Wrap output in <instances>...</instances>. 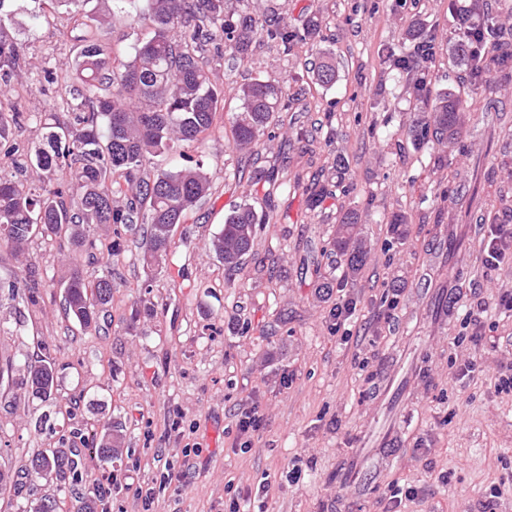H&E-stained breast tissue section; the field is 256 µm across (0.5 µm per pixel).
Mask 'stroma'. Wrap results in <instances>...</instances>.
<instances>
[{
	"mask_svg": "<svg viewBox=\"0 0 512 512\" xmlns=\"http://www.w3.org/2000/svg\"><path fill=\"white\" fill-rule=\"evenodd\" d=\"M305 30L314 40L283 49L252 43L247 60L220 50L206 59L224 91V110L197 153L209 194L173 232L161 274L126 249L110 263L112 232L95 230V274L111 266L109 332L85 331L64 309L72 246L66 236L33 238L28 260L0 241V368L42 357L55 369L53 399L29 398L20 377L0 380V467L33 452L110 430L121 437L112 462L81 449L73 493L52 476L0 492V512L20 501L59 500V512H224L227 487L243 512H382L385 495L414 489L400 512H512V257L486 263L494 224L512 225V83L498 96L509 123L487 126L468 68L450 58L457 38L453 0H226ZM6 32L21 42L26 76L12 106L29 113L9 143L32 150L44 123L61 114L73 20L45 0H8ZM417 26L433 45L424 95L393 61ZM336 60V82L316 84L319 52ZM55 69L57 81L41 79ZM282 84L288 108L275 137L250 156L233 146L241 90L254 79ZM466 100L472 135L448 148L419 146L413 121L438 93ZM477 186L474 199L457 195ZM260 219L241 270L225 266L211 241L235 206ZM359 216L367 247L350 272L334 243L346 212ZM405 217L404 230L392 224ZM39 283L36 304L7 287ZM331 291H324V284ZM460 303L448 314V296ZM356 310L335 329L339 300ZM483 314L482 329L464 318ZM428 353L414 406L379 396L403 378L406 359ZM255 408L258 431L240 436L241 412ZM410 412L388 448L392 462L371 491L336 503L343 468L371 423ZM45 427L35 428L41 414ZM187 474L162 485L165 463Z\"/></svg>",
	"mask_w": 512,
	"mask_h": 512,
	"instance_id": "1",
	"label": "stroma"
}]
</instances>
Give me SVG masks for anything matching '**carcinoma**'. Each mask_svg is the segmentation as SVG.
<instances>
[{
  "mask_svg": "<svg viewBox=\"0 0 512 512\" xmlns=\"http://www.w3.org/2000/svg\"><path fill=\"white\" fill-rule=\"evenodd\" d=\"M50 2L69 7L78 30L70 36L74 57L68 68L71 84L65 90L70 120L45 127L35 150L13 159L18 168L34 166L43 172L39 187L0 175V240L21 252L38 234L63 232L77 251L88 252L96 249L91 225L113 224L117 241L111 252L117 257L121 229L133 231L144 224L143 260L158 269L166 268L174 225L186 223L188 214L209 191L203 161L187 152L210 134L217 112L223 109L224 94L205 69L206 48L218 42L230 54L244 58L253 38L262 35L289 49L303 38H314L319 22L310 19L301 34L286 23L267 27L251 18L235 22L224 15V0H145L146 6L134 14L130 6L136 0H113L116 11L131 18L132 24L151 29V36L137 42L133 58L127 60L88 34L90 22L103 24L88 15L90 0ZM452 58L469 67L483 95L489 123H498L497 88L500 82L512 79V50H497L490 66L485 67L460 40L453 46ZM21 61L20 47L0 25V100L16 91ZM314 77L322 86L336 82L332 53H321ZM286 109L280 84L260 79L248 84L233 127L234 148L251 152L264 138H272L270 127L276 113ZM462 110L460 100L452 94L437 96L429 117L436 143L446 145L459 134ZM24 119V113L0 106V140ZM159 155H176L181 164L144 178L148 157ZM60 166L69 169L70 180L65 183L53 178ZM121 185L131 192L122 204L115 200L116 188ZM257 223V214L248 203L225 216L224 227L211 243L225 266L240 265L252 248ZM356 225L355 213H347L336 240L337 251L353 271L363 265L366 256L354 236ZM113 288L110 271L104 270L90 281L82 265L74 266L65 287L68 314L85 329L99 327ZM22 369L32 395L49 401L55 382L51 364L27 359ZM117 448L119 439L110 433L102 435L95 446L104 460L112 459ZM77 468L74 449L51 448L33 455L25 473L53 475L72 489L78 482Z\"/></svg>",
  "mask_w": 512,
  "mask_h": 512,
  "instance_id": "cac0c4a2",
  "label": "carcinoma"
}]
</instances>
